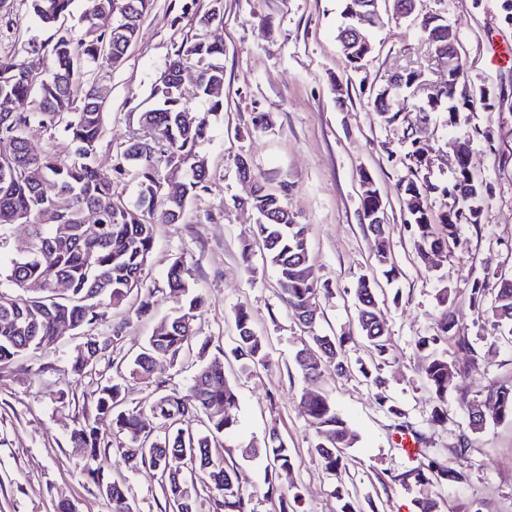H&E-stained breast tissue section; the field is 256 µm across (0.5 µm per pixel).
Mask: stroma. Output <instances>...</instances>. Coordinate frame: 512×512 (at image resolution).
Returning <instances> with one entry per match:
<instances>
[{
  "instance_id": "obj_1",
  "label": "stroma",
  "mask_w": 512,
  "mask_h": 512,
  "mask_svg": "<svg viewBox=\"0 0 512 512\" xmlns=\"http://www.w3.org/2000/svg\"><path fill=\"white\" fill-rule=\"evenodd\" d=\"M208 6L209 0H154L121 65H94L87 74L109 93L96 164L128 200L135 193L133 174L117 172L115 165L130 138L140 136L138 114L151 105L168 60L183 39L219 34L224 40L223 111L207 112L196 98L195 61L185 62L180 87L185 104L208 124V188L190 199L182 223L158 227L142 276L154 291L153 315L134 318L140 299L135 290L127 308L108 318L125 325L112 360L126 366L175 305L166 278L178 260L203 299L194 327L207 348L190 350L174 363L158 361L148 379L130 384L128 406L153 395L160 384L185 390L203 364L223 360L226 378L239 391L238 426L214 453L245 476L248 512H279L277 495L267 491L266 460L243 459L237 450L262 440L273 427L291 451L299 512H340L336 489L342 482L353 491L357 512H416V500L426 496L437 499L442 512H512V419L491 420L472 431L466 408L452 395L447 421L432 424L433 399L423 373L429 351L420 345L434 333L439 290L450 289L448 307L477 352L476 368L464 381L470 397L493 385H512V335L480 313L471 297L472 281L484 268L512 273V67L490 62L492 55L512 54V0H419L407 18L384 11L381 25L369 31L373 50L358 68L337 40L345 0H223L219 29L197 23ZM429 15L455 32L470 87V105L453 123L449 101L430 113L428 124L419 122V106L448 75L428 54L421 22ZM54 34L34 15L31 0H10L8 14L0 17V56L38 60ZM407 73L417 81L394 98L396 121H385L376 92L391 76ZM409 132L428 156L418 170L404 159ZM461 135L472 140L470 170L486 188L480 217L459 225L446 253L422 258L414 249L401 186L427 179L438 187L426 200L429 211L450 209L454 199L442 189L455 181L450 143ZM241 157L255 179L284 193L298 222L309 227V266L322 288L314 331L347 337L345 371L331 367L315 380L297 372L293 356L303 333L281 299L261 242L249 239L258 215L246 203L250 185L237 173ZM363 172L382 198L381 217L390 228L398 269L392 279L376 264L362 220ZM363 277L376 289L378 314L387 326L390 352L383 362L359 335L354 289ZM241 303L265 336L272 360L271 368L248 375L226 357L236 343L234 310ZM75 344L73 331L66 330L51 349L0 368V512H57L64 499L73 512H107L69 440L76 422L95 410L94 381L68 369ZM61 388L70 392L69 407L55 401ZM308 391L330 395L358 435L341 477L327 474L311 449L313 431L301 406ZM392 405L402 419L389 413ZM100 431L113 474L129 480L136 512H164L159 474L148 467L128 470L124 438L113 435L108 420ZM463 441L469 451L455 458L451 450ZM431 459L462 471V480L394 484L395 475Z\"/></svg>"
}]
</instances>
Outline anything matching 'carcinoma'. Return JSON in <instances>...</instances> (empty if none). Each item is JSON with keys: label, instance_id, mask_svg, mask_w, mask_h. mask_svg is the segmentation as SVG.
Segmentation results:
<instances>
[{"label": "carcinoma", "instance_id": "obj_1", "mask_svg": "<svg viewBox=\"0 0 512 512\" xmlns=\"http://www.w3.org/2000/svg\"><path fill=\"white\" fill-rule=\"evenodd\" d=\"M72 0H32L37 18L56 28L49 44L52 72L44 76L34 65L13 57H0V102L13 104L12 111L0 112V242L6 227L24 224L27 241L15 248L6 261H0V277L9 281L15 292L0 291V365L17 362L37 350L57 342V327L68 323L86 341L74 349L70 372L80 378L98 375L94 390L95 414L84 415L72 430L70 442L83 450L81 472L103 495L108 512H135L131 487L122 480L105 476L110 468L107 448L98 424L112 418L115 434L126 440L122 449L125 462L135 470L148 466L161 477L166 495V512H199L198 489L208 493L213 512H247L248 499L242 492V474L224 465L213 455L219 439L237 427L239 404L237 389L224 376V363L214 360L203 366L184 392L156 387L157 395L133 408L126 407V389L132 380L146 379L159 359L178 360L192 348L195 339V311L201 298L194 293L189 271L175 261L167 273L169 293L180 303L175 314L160 321L140 352L126 370L113 374L98 370L108 361L121 339V328L99 331L109 310L125 307L129 295L141 281L152 258L160 224L182 221L189 200L208 188L209 168L204 153L208 126L182 102L180 77L183 60L195 57L201 64L196 95L209 112L224 109L223 98L214 90L224 86V42L196 38L181 43L162 72L153 96L160 105L140 113L143 135L130 141L120 154L117 168L133 171L137 184L135 199L119 196L112 181L101 176L96 165L97 145L104 133L106 92L83 79L91 65H119L136 40L141 23L152 8L153 0H89L80 18L78 35L61 27L70 15ZM345 12L351 22L341 28L359 30L361 38H352L345 55L353 67L366 59V17L378 18L373 0H346ZM223 19L222 0H212L199 24L208 27ZM434 57L448 61V26L437 23L429 29ZM59 127L71 147L65 158L51 152L35 153L29 146L28 131L33 125ZM37 169L54 186L45 193L32 180ZM180 183L178 196L168 192V182ZM256 196L250 207L259 222L252 235L262 242L266 259L276 269L282 299L295 319L315 303L319 289L305 276L309 260L308 225L296 222L282 197L265 184L256 182ZM362 218L373 236L375 259L387 277L396 275L391 262L389 230L385 224H372L379 215V189L373 180L362 176ZM474 200L464 199L453 209L433 217L421 207L411 211L415 226L416 250L421 255L443 252L454 240L458 225L474 224ZM442 232L435 230V225ZM64 281L68 290L59 294L56 283ZM40 284L35 296H24L29 283ZM495 295L489 310L498 325L509 326L512 335V277L502 275L494 284L483 277L472 283L477 306L483 305L488 288ZM357 321L376 358L389 354L386 327L376 320L375 288L362 278L354 289ZM450 291L438 292L439 316L435 335L423 340L437 346L452 338L457 350L468 355L460 367L448 361V355L433 351L424 368L428 387L435 399L431 418H448V389L456 380L476 367V355L469 337L460 333L448 312ZM237 332L231 356L239 371L250 373L267 368L270 357L265 337L253 327L249 311L243 305L234 313ZM349 336H317L307 331L303 347L294 362L305 379L317 378L330 366L343 369V348ZM480 401L493 409V417H512V386H493ZM308 425L315 435L313 451L324 471L338 477L346 469L347 450L357 443V434L338 413L326 394L302 396ZM196 417L199 431L180 428L176 422ZM244 458L261 454L270 459L266 481L268 491L279 493L281 512H290L288 497L293 488L292 455L276 428L262 442H250L239 448ZM185 458L184 467L173 470L168 460L177 454ZM461 471L443 467L430 460L426 466L406 470L394 480L404 486L432 482L458 481Z\"/></svg>", "mask_w": 512, "mask_h": 512}]
</instances>
